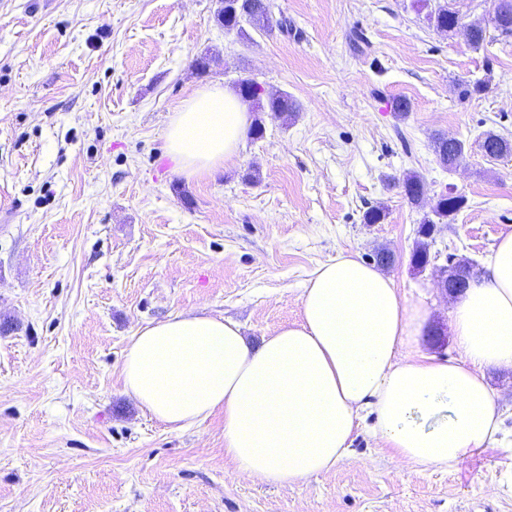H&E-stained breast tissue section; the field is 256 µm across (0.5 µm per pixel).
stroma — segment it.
I'll return each instance as SVG.
<instances>
[{"instance_id": "1", "label": "stroma", "mask_w": 512, "mask_h": 512, "mask_svg": "<svg viewBox=\"0 0 512 512\" xmlns=\"http://www.w3.org/2000/svg\"><path fill=\"white\" fill-rule=\"evenodd\" d=\"M217 8L0 0V512H512L511 368L485 371L498 441L457 468L391 458L364 421L350 459L293 486L239 475L223 414L175 431L127 392L138 328L205 312L260 346L300 321L313 272L341 254L393 255L385 274L427 315L411 353L460 359L456 300L436 275L462 258L485 267L512 231V155L481 147L489 131L512 142V38L491 30L472 48L412 0H270L287 31L245 41ZM244 77L299 112L262 113L263 138L215 173L176 171L174 110ZM437 136L466 145L453 170L436 160ZM409 171L426 182L417 205L388 182ZM450 188L467 204L415 270L419 224ZM376 207L383 219L365 223Z\"/></svg>"}]
</instances>
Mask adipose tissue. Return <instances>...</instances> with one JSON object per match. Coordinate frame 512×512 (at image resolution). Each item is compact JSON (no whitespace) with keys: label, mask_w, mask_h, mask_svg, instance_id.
Masks as SVG:
<instances>
[{"label":"adipose tissue","mask_w":512,"mask_h":512,"mask_svg":"<svg viewBox=\"0 0 512 512\" xmlns=\"http://www.w3.org/2000/svg\"><path fill=\"white\" fill-rule=\"evenodd\" d=\"M250 125L233 90L205 86L175 109L166 153L197 177L234 157ZM301 306L300 322L256 349L224 317L179 313L141 327L126 351L125 387L173 430L223 413L225 455L259 483L292 485L335 468L370 414L392 458L427 468H455L495 441L500 413L483 371L512 367V231L452 311L461 363L408 354L424 315L353 256L321 264Z\"/></svg>","instance_id":"ef3b65f1"}]
</instances>
